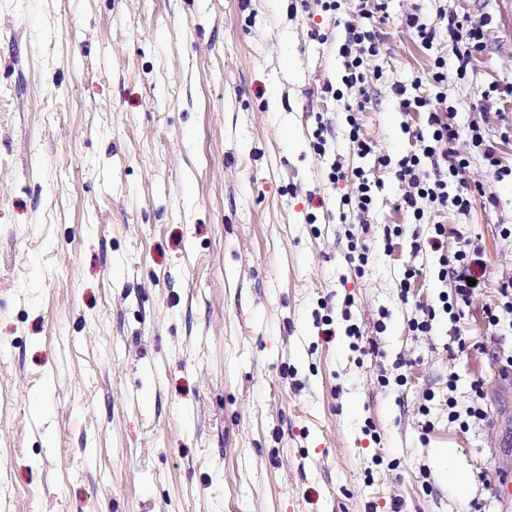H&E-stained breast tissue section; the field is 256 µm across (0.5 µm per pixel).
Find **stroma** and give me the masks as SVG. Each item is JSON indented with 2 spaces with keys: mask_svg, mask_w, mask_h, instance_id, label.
<instances>
[{
  "mask_svg": "<svg viewBox=\"0 0 512 512\" xmlns=\"http://www.w3.org/2000/svg\"><path fill=\"white\" fill-rule=\"evenodd\" d=\"M384 3L350 88L356 0H0V512H512V314L484 319L512 279V0ZM444 14L487 23L467 75ZM439 56L474 195L418 224L394 163L427 114L395 89L434 99ZM336 161L376 184L368 213ZM436 222L448 251L480 241L485 286L422 335ZM476 382L488 419L463 430L447 399Z\"/></svg>",
  "mask_w": 512,
  "mask_h": 512,
  "instance_id": "stroma-1",
  "label": "stroma"
}]
</instances>
